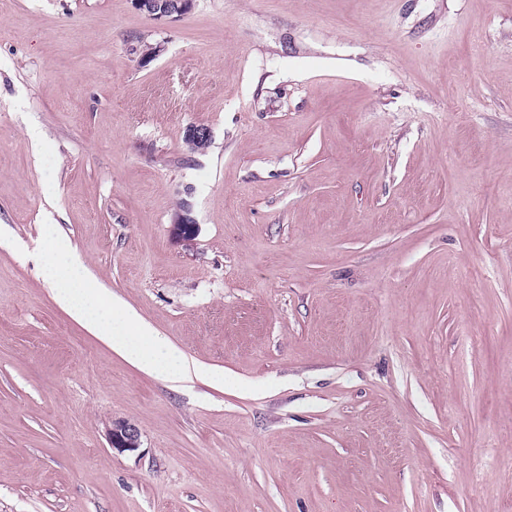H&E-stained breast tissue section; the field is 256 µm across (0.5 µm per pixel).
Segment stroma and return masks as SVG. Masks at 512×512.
<instances>
[{
	"label": "stroma",
	"mask_w": 512,
	"mask_h": 512,
	"mask_svg": "<svg viewBox=\"0 0 512 512\" xmlns=\"http://www.w3.org/2000/svg\"><path fill=\"white\" fill-rule=\"evenodd\" d=\"M0 512H512V0H0ZM135 4L154 19H174L186 15L192 9L193 0H135ZM49 238V255L57 264L54 299L75 320L147 374L171 382L191 374L209 375L200 366L191 364L166 337L122 304L107 288L97 284L85 267L72 262L73 248L67 238ZM75 282H82V287L76 288ZM110 445L120 452L135 451L140 446V432L129 423L114 425L109 435Z\"/></svg>",
	"instance_id": "obj_1"
}]
</instances>
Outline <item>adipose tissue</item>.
<instances>
[{"instance_id": "ef3b65f1", "label": "adipose tissue", "mask_w": 512, "mask_h": 512, "mask_svg": "<svg viewBox=\"0 0 512 512\" xmlns=\"http://www.w3.org/2000/svg\"><path fill=\"white\" fill-rule=\"evenodd\" d=\"M48 251L57 265L55 300L115 353L137 369L171 382L201 374V367L191 364L166 337L73 262L67 238H50Z\"/></svg>"}]
</instances>
